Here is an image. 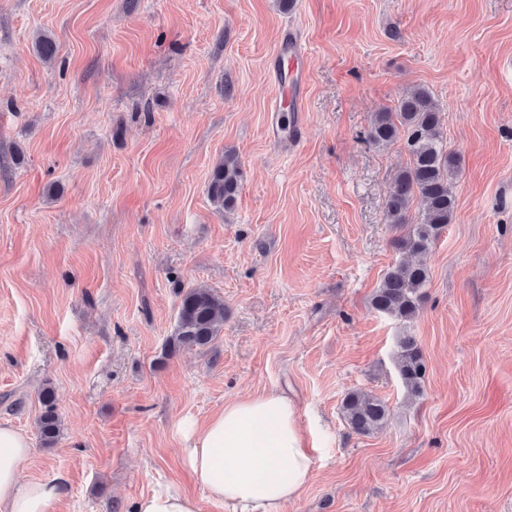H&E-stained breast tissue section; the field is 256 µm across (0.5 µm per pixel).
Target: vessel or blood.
Listing matches in <instances>:
<instances>
[{
	"mask_svg": "<svg viewBox=\"0 0 512 512\" xmlns=\"http://www.w3.org/2000/svg\"><path fill=\"white\" fill-rule=\"evenodd\" d=\"M302 55V48L295 32H288L275 46L272 56L275 65L271 70V82L277 90L273 105L274 111H290L295 117L296 125H303L306 82L304 77L290 76L289 62Z\"/></svg>",
	"mask_w": 512,
	"mask_h": 512,
	"instance_id": "vessel-or-blood-1",
	"label": "vessel or blood"
}]
</instances>
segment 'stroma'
Returning a JSON list of instances; mask_svg holds the SVG:
<instances>
[{"instance_id": "35a3bbf8", "label": "stroma", "mask_w": 512, "mask_h": 512, "mask_svg": "<svg viewBox=\"0 0 512 512\" xmlns=\"http://www.w3.org/2000/svg\"><path fill=\"white\" fill-rule=\"evenodd\" d=\"M306 52V129H267L271 51ZM53 36L55 62L36 53ZM414 87L461 158L455 217L407 323L372 309L404 261L386 204L402 143L365 135ZM230 212L207 196L225 151ZM224 299L209 350H169L181 289ZM427 373L407 395L398 336ZM62 420L42 447L44 386ZM279 389L312 475L282 512H512V0H0V424L53 512L200 495L180 419ZM364 390L390 414L360 435ZM241 168L237 157L227 152L210 175L207 194L211 203L224 212L231 211L240 189ZM341 413L348 426L357 434L368 435L383 426L389 407L380 398L365 391L348 392L341 403Z\"/></svg>"}]
</instances>
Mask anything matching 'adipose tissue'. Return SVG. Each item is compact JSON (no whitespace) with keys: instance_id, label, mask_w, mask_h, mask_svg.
<instances>
[{"instance_id":"obj_1","label":"adipose tissue","mask_w":512,"mask_h":512,"mask_svg":"<svg viewBox=\"0 0 512 512\" xmlns=\"http://www.w3.org/2000/svg\"><path fill=\"white\" fill-rule=\"evenodd\" d=\"M178 429L187 443L185 467L222 512H281L312 475L314 461L304 446L296 406L280 392L237 398L204 425L183 419ZM30 455L29 438L0 424V512H50L61 502L58 482H20ZM133 512H200V506L167 485L140 497Z\"/></svg>"}]
</instances>
